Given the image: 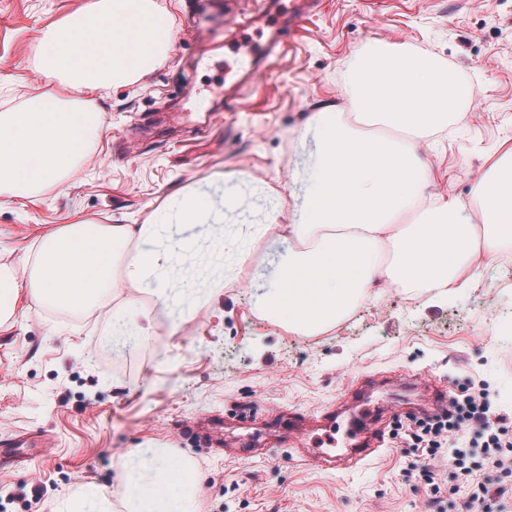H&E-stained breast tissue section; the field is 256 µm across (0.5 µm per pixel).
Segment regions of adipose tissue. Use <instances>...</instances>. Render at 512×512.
<instances>
[{
	"label": "adipose tissue",
	"instance_id": "obj_1",
	"mask_svg": "<svg viewBox=\"0 0 512 512\" xmlns=\"http://www.w3.org/2000/svg\"><path fill=\"white\" fill-rule=\"evenodd\" d=\"M173 27L155 0H94L85 11L42 30L38 71L46 80L89 95L126 84L149 71L170 47ZM351 106L376 118L382 134L358 133L345 113L315 112L319 131L313 187L304 196L262 184L267 208L242 209L253 182L244 172L221 203L199 209L187 187L170 196L168 222L68 224L45 232L27 283L0 267V323L10 320L21 294L37 302L84 307L119 289L151 286L159 314L182 302L181 323L218 301L248 276L253 244L272 233L285 243L278 288L259 310L288 316L292 332L335 324L377 288L398 284L453 293L472 287L481 260L512 237V147L475 181L469 201L446 200L437 175L418 152L446 128L453 93L426 58H404L385 45L348 70ZM89 103L41 100L0 113V192L29 194L58 182L82 147L99 132ZM476 205L483 218L467 217ZM143 479L128 494L135 512L149 501L165 512H188L173 497L185 476L167 456L153 462L131 454L123 463Z\"/></svg>",
	"mask_w": 512,
	"mask_h": 512
}]
</instances>
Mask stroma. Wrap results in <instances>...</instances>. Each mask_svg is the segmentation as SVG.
<instances>
[{
    "mask_svg": "<svg viewBox=\"0 0 512 512\" xmlns=\"http://www.w3.org/2000/svg\"><path fill=\"white\" fill-rule=\"evenodd\" d=\"M87 2L0 0V113L60 94L37 71L38 36ZM157 2L172 10L171 47L143 77L94 96L102 132L90 159L32 195L0 194V265L18 280L44 229L158 221L180 186L216 201L225 176L246 171L304 193L317 151L310 117L329 104L348 111L343 75L375 42L432 57L458 86L447 128L419 148L440 169L446 197L468 200L512 140V0H324L285 36L268 76L231 98L224 10H255L260 0ZM258 246L252 277L225 289L217 309L133 337L127 376L104 353L112 300L71 309L21 296L24 317L0 326V437L30 433L44 444L24 467L0 473V512H53L86 483L105 487L112 512H124L119 464L141 448L195 466V512H434L410 473L417 455L389 435L395 416L420 412L421 392L401 381L422 372L451 394L485 382L498 394L493 409L512 417V271L487 262L478 284L457 293L383 288L334 327L300 336L258 312L283 244L268 235ZM368 382L373 400L393 405L379 423L387 437L378 455L332 466L268 440L269 421L293 412L335 410L349 426L354 391ZM203 417L223 419L225 445L244 438L251 452H210L189 433ZM37 478L45 494L35 504Z\"/></svg>",
    "mask_w": 512,
    "mask_h": 512,
    "instance_id": "1",
    "label": "stroma"
}]
</instances>
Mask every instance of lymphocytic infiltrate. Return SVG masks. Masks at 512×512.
Segmentation results:
<instances>
[{
	"label": "lymphocytic infiltrate",
	"instance_id": "f902f5d3",
	"mask_svg": "<svg viewBox=\"0 0 512 512\" xmlns=\"http://www.w3.org/2000/svg\"><path fill=\"white\" fill-rule=\"evenodd\" d=\"M490 394L485 387L463 386L448 400L441 413L396 423L394 437L419 451V477L431 492H438L445 455L463 464L472 489L463 502V512H494L495 499L482 481L484 470L512 474V429L492 427L489 418Z\"/></svg>",
	"mask_w": 512,
	"mask_h": 512
}]
</instances>
